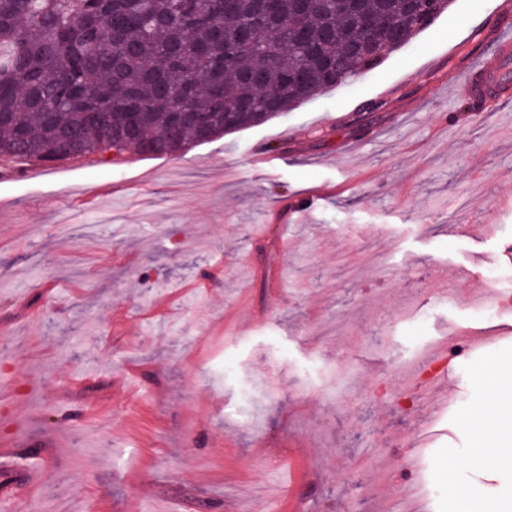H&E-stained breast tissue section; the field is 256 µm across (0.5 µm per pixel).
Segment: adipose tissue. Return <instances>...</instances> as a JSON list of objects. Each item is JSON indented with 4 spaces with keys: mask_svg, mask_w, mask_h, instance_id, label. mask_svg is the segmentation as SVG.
<instances>
[{
    "mask_svg": "<svg viewBox=\"0 0 512 512\" xmlns=\"http://www.w3.org/2000/svg\"><path fill=\"white\" fill-rule=\"evenodd\" d=\"M484 409L490 414L488 431L480 439L471 462L476 465L490 456L502 468L512 470V369L494 376Z\"/></svg>",
    "mask_w": 512,
    "mask_h": 512,
    "instance_id": "1",
    "label": "adipose tissue"
}]
</instances>
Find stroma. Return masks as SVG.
I'll list each match as a JSON object with an SVG mask.
<instances>
[{
  "mask_svg": "<svg viewBox=\"0 0 512 512\" xmlns=\"http://www.w3.org/2000/svg\"><path fill=\"white\" fill-rule=\"evenodd\" d=\"M512 0H453L350 84L175 155L0 161V512H491L479 368L512 358ZM383 104L373 118L363 107ZM271 153L256 170L253 153ZM323 188L280 234L264 212ZM492 328L435 381L406 370ZM422 447L410 444L428 417ZM422 460L423 499L410 463ZM456 498H449V486ZM483 71L485 73V81L480 86L468 85L464 88V92L472 94V92H484L487 89H499L501 87H508L510 79L512 78L511 64L508 60V54L501 56H493L483 64Z\"/></svg>",
  "mask_w": 512,
  "mask_h": 512,
  "instance_id": "35a3bbf8",
  "label": "stroma"
}]
</instances>
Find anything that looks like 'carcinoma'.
Here are the masks:
<instances>
[{"instance_id":"1","label":"carcinoma","mask_w":512,"mask_h":512,"mask_svg":"<svg viewBox=\"0 0 512 512\" xmlns=\"http://www.w3.org/2000/svg\"><path fill=\"white\" fill-rule=\"evenodd\" d=\"M361 13L394 30L357 69ZM433 22L406 0H0V159L172 155L349 83Z\"/></svg>"}]
</instances>
